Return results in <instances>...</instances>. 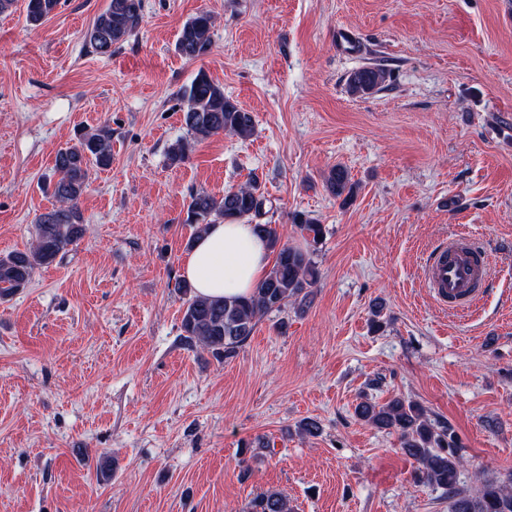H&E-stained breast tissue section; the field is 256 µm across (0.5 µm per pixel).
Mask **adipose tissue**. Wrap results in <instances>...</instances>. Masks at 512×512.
<instances>
[{"label": "adipose tissue", "instance_id": "ef3b65f1", "mask_svg": "<svg viewBox=\"0 0 512 512\" xmlns=\"http://www.w3.org/2000/svg\"><path fill=\"white\" fill-rule=\"evenodd\" d=\"M271 252L250 222L213 224L186 254L182 274L197 296H246L265 277Z\"/></svg>", "mask_w": 512, "mask_h": 512}]
</instances>
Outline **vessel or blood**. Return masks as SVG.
I'll return each mask as SVG.
<instances>
[{
	"instance_id": "obj_1",
	"label": "vessel or blood",
	"mask_w": 512,
	"mask_h": 512,
	"mask_svg": "<svg viewBox=\"0 0 512 512\" xmlns=\"http://www.w3.org/2000/svg\"><path fill=\"white\" fill-rule=\"evenodd\" d=\"M488 278L485 252L466 236L449 239L425 267V279L436 299L458 311L469 308L481 297Z\"/></svg>"
}]
</instances>
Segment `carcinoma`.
<instances>
[{
  "mask_svg": "<svg viewBox=\"0 0 512 512\" xmlns=\"http://www.w3.org/2000/svg\"><path fill=\"white\" fill-rule=\"evenodd\" d=\"M59 6L60 0H27L26 22L40 25ZM143 8V0H108L106 9L86 34L90 46L99 54L111 53L113 46L139 28ZM213 27V16L204 11L186 21L175 44L178 54L189 60L207 55L212 48ZM387 78L383 68L364 67L350 74L348 90L353 96L364 97L383 89ZM182 97L186 101L184 123L194 141L220 133L240 138L252 135L254 115L226 97L205 71L197 72L182 90ZM190 148L191 144L182 138L172 143L168 148L171 163L185 162ZM111 166L112 128L107 124L83 129L77 144L56 152L51 174L43 183L56 205L37 216L35 240L28 251L0 256L1 299L28 287L36 269L52 264L76 245L84 224L79 200L89 187L93 172ZM326 185L344 204L355 198L356 185L339 165L329 171ZM267 202L255 177L220 195H190L184 223L191 225L195 233L210 224L246 219L268 238L274 253L267 275L245 297L200 298L192 294L187 281L175 280L174 290L187 296L181 318L186 341L220 358L235 353L263 317L282 311L292 300L305 301L308 289L317 282L318 271L310 251L280 243L271 225L257 222ZM293 221L310 237V246L321 242L322 225L302 214L295 215ZM355 412L365 422L399 435L400 447L417 463L415 483L447 490L448 512H512V472L483 479L475 492L464 487L459 479L463 458L457 451V440L448 427L432 422L420 404L395 397L382 406L362 402ZM249 512H291V508L282 492L268 490L251 501Z\"/></svg>",
  "mask_w": 512,
  "mask_h": 512,
  "instance_id": "carcinoma-1",
  "label": "carcinoma"
}]
</instances>
